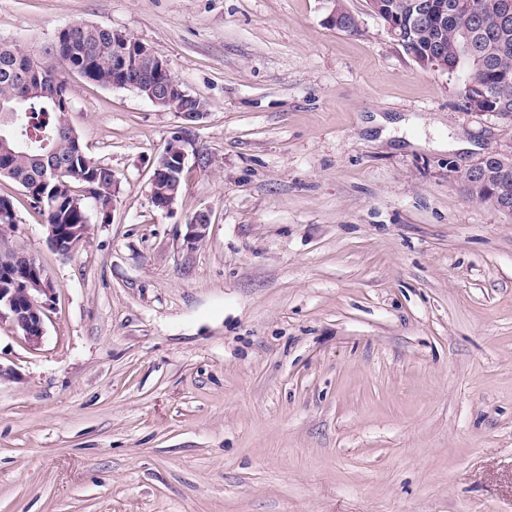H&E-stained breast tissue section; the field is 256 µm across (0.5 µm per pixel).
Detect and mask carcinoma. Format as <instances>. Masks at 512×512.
<instances>
[{"label": "carcinoma", "mask_w": 512, "mask_h": 512, "mask_svg": "<svg viewBox=\"0 0 512 512\" xmlns=\"http://www.w3.org/2000/svg\"><path fill=\"white\" fill-rule=\"evenodd\" d=\"M418 0H382V5L402 12L401 34L396 43L414 60L428 59V65L472 82L473 95L459 99L467 112H491L512 120V19L498 21L501 0H429V23L418 24L406 5ZM478 12L486 25L465 29L460 20L467 9ZM130 53L120 67L112 66V29L72 22L62 27L53 43L34 50L19 42H0V136L7 148L0 152V176L26 190L34 208L45 217L52 240L69 253L82 245L88 235L89 212L111 218L112 203L120 182L112 169L89 155L69 122L70 90L65 73L76 72L86 81L111 87L135 82V91L149 96L151 84L163 81L175 88L174 101L183 112L206 109L199 96L184 91L172 73L156 74L155 62L137 52V41L128 38ZM62 174L45 180L44 169L51 163ZM488 178L464 185L470 199L499 204L502 187L512 189V166L491 160ZM184 169L169 166L150 179L154 206L173 193L180 195ZM13 201L0 196V227H13ZM12 279H1L3 288H37L46 273L40 268L14 269Z\"/></svg>", "instance_id": "cac0c4a2"}]
</instances>
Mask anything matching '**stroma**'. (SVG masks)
<instances>
[{
    "mask_svg": "<svg viewBox=\"0 0 512 512\" xmlns=\"http://www.w3.org/2000/svg\"><path fill=\"white\" fill-rule=\"evenodd\" d=\"M344 4L357 33L331 0H0L2 42L103 25L207 103L188 128L66 73L120 181L70 255L0 179L7 244L56 288L38 349L0 323V512H512V216L455 178L512 122ZM182 129L167 213L149 182Z\"/></svg>",
    "mask_w": 512,
    "mask_h": 512,
    "instance_id": "stroma-1",
    "label": "stroma"
}]
</instances>
